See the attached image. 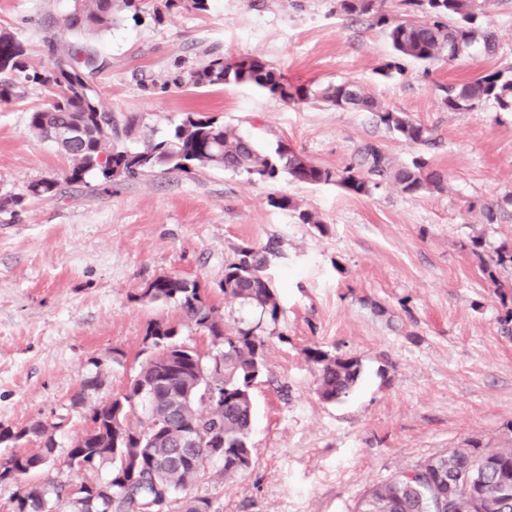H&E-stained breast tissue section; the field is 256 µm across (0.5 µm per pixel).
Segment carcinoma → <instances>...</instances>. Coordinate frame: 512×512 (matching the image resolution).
Instances as JSON below:
<instances>
[{"mask_svg": "<svg viewBox=\"0 0 512 512\" xmlns=\"http://www.w3.org/2000/svg\"><path fill=\"white\" fill-rule=\"evenodd\" d=\"M145 0H78L74 12L63 20V29L74 37L87 31L112 27L116 12L140 11ZM408 7H427L431 23H393L379 0H339L347 15L365 16L386 29L397 58L431 65L458 59L476 39L487 53L495 52L498 40L491 24L474 26L477 0H403ZM208 0H154L153 13L177 8L207 9ZM46 46L51 66L30 63L22 43L0 32V102L8 103L24 86H40L48 93L47 103L29 113V131L40 139L52 140L58 131L76 129L79 138L63 146L73 164L59 179L43 177L27 184L25 193L0 195V213L14 218L24 209L26 197H56L61 182L88 184L96 177L94 189L110 193L121 183L157 170L194 174L209 167H223L264 180L286 175L304 184L336 183L354 195H369L384 183H391L408 196L443 187L442 172L432 170L421 157L409 165L391 164L382 148L366 142L357 157L341 171H332L284 146L275 155L261 154L216 117L185 112L169 137L148 139L130 151L122 141L136 131V118L119 124L98 89L97 78L108 66L105 58L73 41L51 38ZM250 83L286 103L320 102L338 109L370 112L378 123L398 138L424 144L430 140L427 128L389 109L364 88L346 80L311 89L293 86L283 74L262 60L231 57L207 50L199 64L177 66L166 79L144 88H204ZM494 99L512 108V78L493 73L449 86L443 104L448 110L472 111ZM242 247L236 258L225 264L224 296L260 312V317L277 324L281 307L265 274L267 255ZM482 272L491 283L500 270L512 269V249L501 246L494 255L481 260ZM143 295L152 301H173L184 321L208 332L216 353L210 362L193 348L176 340L175 330L156 323L146 339L157 352L148 356L126 391L110 401L90 408V427L70 448L67 456L73 468L90 473L102 464H112V499L92 505L93 512H150L148 505L163 502L164 512H212L211 499L190 493L192 485L208 477L213 463L222 465L224 478H231L252 463L253 402L251 386L262 375L266 337L261 324L228 327L204 298L197 282L177 275L158 276ZM308 360L320 366L318 394L325 402L346 397L357 384L362 366L358 359L330 356L311 348ZM211 372L215 389L224 402L205 404L206 388L201 369ZM193 428L198 444L187 448L180 432ZM33 434L43 439L40 451L14 454L0 460V482L11 479L13 470L24 476L45 469L55 449L53 436L38 424L12 431L0 428V443L17 442ZM490 462L486 467L482 461ZM414 476L402 473L376 485L358 501L356 512H512V448H490L478 438L460 448L429 457L413 468ZM67 485L48 482L27 485L15 494L13 512H54L69 505Z\"/></svg>", "mask_w": 512, "mask_h": 512, "instance_id": "cac0c4a2", "label": "carcinoma"}]
</instances>
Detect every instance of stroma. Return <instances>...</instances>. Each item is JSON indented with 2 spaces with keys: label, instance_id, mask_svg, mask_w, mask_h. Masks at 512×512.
Instances as JSON below:
<instances>
[{
  "label": "stroma",
  "instance_id": "35a3bbf8",
  "mask_svg": "<svg viewBox=\"0 0 512 512\" xmlns=\"http://www.w3.org/2000/svg\"><path fill=\"white\" fill-rule=\"evenodd\" d=\"M481 3L497 32L495 53L477 42L451 63L400 60L389 77L380 73L394 61L383 28L341 13L337 0H209L207 10L175 9L157 20L125 12L87 35L109 62L102 96L117 117L140 122L132 147L198 112L264 154L283 143L340 170L375 142L393 164L421 156L447 180L414 197L390 184L359 196L333 183L213 167L158 172L109 194L67 185L55 198L28 200L17 219L0 215V427L49 428L54 462L38 481L79 482L67 451L88 430L91 406L123 393L150 355L152 323L212 352L207 332L187 327L179 306L143 298L147 284L176 274L201 285L226 325L253 321L249 308L225 298L224 265L239 248L271 241L278 253L267 274L282 315L251 389L253 462L232 478L195 483L213 512H354L368 488L467 439L512 445V270L493 283L480 267L481 257L512 247V207L491 224L475 209L512 194V111L492 99L471 112L442 102L448 85L474 76L512 78V0ZM74 5L0 0V32L22 42L32 64L48 66L46 41L67 39L61 20ZM208 48L260 58L294 86L355 81L426 127L432 142H405L367 112L288 104L251 84L144 91L174 61L192 66ZM45 96L30 86L0 104V194L72 165L28 129ZM273 196L294 209L269 205ZM302 210L315 223H302ZM476 238L477 256L464 248ZM310 348L361 360L348 397H319ZM95 378L98 389H87Z\"/></svg>",
  "mask_w": 512,
  "mask_h": 512
}]
</instances>
